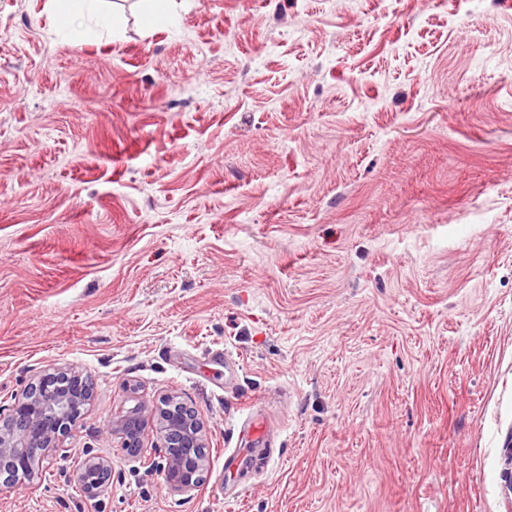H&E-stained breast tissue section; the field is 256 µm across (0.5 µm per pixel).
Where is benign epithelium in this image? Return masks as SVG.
<instances>
[{
	"label": "benign epithelium",
	"instance_id": "7a95c632",
	"mask_svg": "<svg viewBox=\"0 0 512 512\" xmlns=\"http://www.w3.org/2000/svg\"><path fill=\"white\" fill-rule=\"evenodd\" d=\"M92 397L93 387L74 369H47L40 374L0 420V483L10 484L12 477L33 472L41 458L61 451V437ZM147 413L156 418L166 444L165 463L160 469L167 489L194 494L200 487L199 475L208 463V438L203 424L191 406L173 395L149 410L134 408L108 425L109 432L120 436L124 448L134 457L144 451ZM77 478L89 497H98L109 487L112 465L105 459L90 457L87 469Z\"/></svg>",
	"mask_w": 512,
	"mask_h": 512
}]
</instances>
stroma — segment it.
<instances>
[{"instance_id":"obj_1","label":"stroma","mask_w":512,"mask_h":512,"mask_svg":"<svg viewBox=\"0 0 512 512\" xmlns=\"http://www.w3.org/2000/svg\"><path fill=\"white\" fill-rule=\"evenodd\" d=\"M45 3L0 0V406L50 367L94 398L0 512H507L512 0ZM168 393L189 497L155 422L103 431ZM101 2L103 0H48L46 7L65 22L77 14H85L112 32L118 30L123 24L122 16L114 11L104 12ZM166 444L165 463L160 466L170 491L192 495L200 487L199 475L207 468L208 438L191 406L167 396L149 410ZM240 412V433H247L253 440L263 441L265 438V420L256 399L241 401L238 404ZM146 409L138 406L112 421L108 425V430L113 435H120L122 444L126 451L133 457L141 455L144 451V441L147 435L144 426V415ZM86 462L87 469L81 471L77 478L83 484L88 496L95 498L108 489L112 478V465L109 461L98 457H89Z\"/></svg>"}]
</instances>
